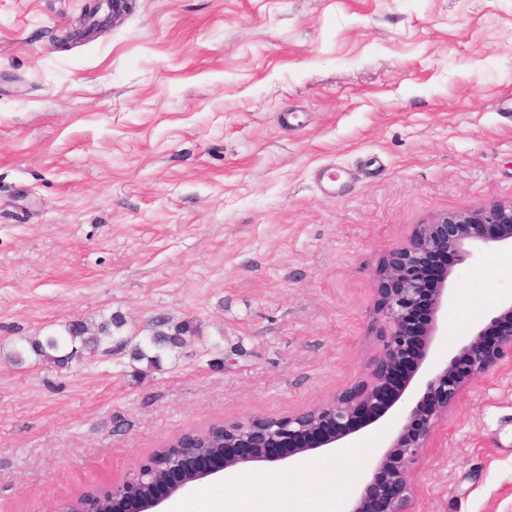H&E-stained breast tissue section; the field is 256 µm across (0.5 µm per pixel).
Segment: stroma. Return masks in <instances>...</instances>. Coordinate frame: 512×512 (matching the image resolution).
<instances>
[{
  "label": "stroma",
  "mask_w": 512,
  "mask_h": 512,
  "mask_svg": "<svg viewBox=\"0 0 512 512\" xmlns=\"http://www.w3.org/2000/svg\"><path fill=\"white\" fill-rule=\"evenodd\" d=\"M87 0H0V512H54L158 446L283 417L366 377L373 271L430 216L512 198V0H136L66 48ZM448 339L512 288V249L451 276ZM191 322L124 350L9 355L65 323ZM396 417L349 437L345 500ZM288 462L218 474L180 512ZM408 512H512V359L468 384L412 466Z\"/></svg>",
  "instance_id": "1"
}]
</instances>
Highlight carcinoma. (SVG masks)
<instances>
[{
	"instance_id": "carcinoma-1",
	"label": "carcinoma",
	"mask_w": 512,
	"mask_h": 512,
	"mask_svg": "<svg viewBox=\"0 0 512 512\" xmlns=\"http://www.w3.org/2000/svg\"><path fill=\"white\" fill-rule=\"evenodd\" d=\"M121 327L122 320L116 316L99 323L94 330L85 323L69 322L65 324L63 335L27 339L29 349H15L11 359L19 365L25 361L27 352L31 351L50 363L63 366L85 351L94 353L101 346L113 343L122 349L131 348L133 360L145 361L152 367L160 361L163 352L182 347L185 336L191 333L190 326L186 324H172L166 318H159L153 323L151 334L146 340L135 344L127 336L114 334V330Z\"/></svg>"
}]
</instances>
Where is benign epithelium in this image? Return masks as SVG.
Here are the masks:
<instances>
[{
    "label": "benign epithelium",
    "instance_id": "7a95c632",
    "mask_svg": "<svg viewBox=\"0 0 512 512\" xmlns=\"http://www.w3.org/2000/svg\"><path fill=\"white\" fill-rule=\"evenodd\" d=\"M104 1L114 22L134 10L136 2L88 0L89 10H99ZM507 242L512 244V200L438 213L416 225L409 239L374 270L382 285L377 305L382 345L368 366L365 380L327 403L286 417H253L208 428L207 432L224 437V448L220 449L224 457L220 460L198 447L201 432L183 434L164 445L173 461L164 471L163 484L154 492L146 493L135 482L152 467L145 462L122 481L81 491L76 512H99L97 502L101 500L112 501L117 512H159L164 501L220 472L253 463H275L321 448L339 449L355 432L350 426L355 414L378 405L395 375L411 360L412 369L402 390L368 421L374 424L399 407L394 430L371 465V478L343 510L406 512L410 467L447 418L448 408L466 385L498 360L512 357L510 291L503 296L495 316L477 324L466 339L448 346V362L435 361V346L448 337L445 315L453 297L448 284L453 265L435 272L429 259L446 252L462 263L482 248ZM432 275L437 278V288L431 314L418 331V306Z\"/></svg>",
    "mask_w": 512,
    "mask_h": 512
}]
</instances>
